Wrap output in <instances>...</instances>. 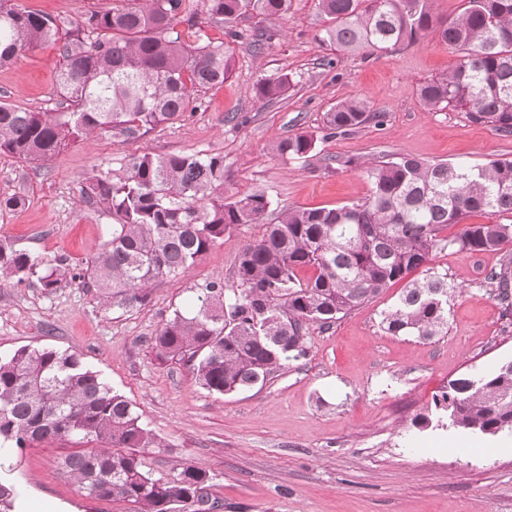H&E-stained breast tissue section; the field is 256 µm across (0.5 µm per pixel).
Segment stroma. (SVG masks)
Instances as JSON below:
<instances>
[{"instance_id": "stroma-1", "label": "stroma", "mask_w": 512, "mask_h": 512, "mask_svg": "<svg viewBox=\"0 0 512 512\" xmlns=\"http://www.w3.org/2000/svg\"><path fill=\"white\" fill-rule=\"evenodd\" d=\"M15 2L74 21L122 0ZM197 21L202 34L223 39L231 64L223 86L204 92V108L134 143L103 137L47 161L0 155V199L26 198L23 207L0 210V236L81 267L110 222L81 203L82 180L96 168H119L134 152L221 155L225 195L262 191L277 209L363 200L370 185L360 166L371 159L410 154L469 166L512 159V136L470 123L464 113L421 105L418 85L461 57L438 41L382 55L339 52L320 39L315 0H292L284 16L245 15L226 25L202 11ZM260 33L268 42L257 54L250 42ZM59 61L48 44L0 67V101L61 111ZM284 73L293 81L285 98L256 97L259 79ZM355 95L369 100L380 124L318 142L305 159L272 152L274 142L320 130L325 112ZM330 157L340 167L327 166ZM262 233L259 224L239 226L190 272L158 280L148 300L129 311L101 306L76 282L48 294L37 278H0V357L24 345L78 353L163 440V447L141 450L146 470L166 480L188 463L204 468L220 512H512V433L414 423L433 412L449 379L488 375L512 360V312L484 284L502 253L434 255L433 266L463 291L450 303L447 333L432 341L381 331L382 313L402 292L398 282L332 326H310L306 357L265 386L219 397L197 385L189 366L161 360L148 339L186 304L194 283L220 277L235 287L237 257ZM72 448L66 441L0 446V479L18 488L19 512H43L48 502L61 512H129L126 502L82 495L60 471Z\"/></svg>"}]
</instances>
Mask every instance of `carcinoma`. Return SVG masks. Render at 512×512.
Segmentation results:
<instances>
[{"mask_svg":"<svg viewBox=\"0 0 512 512\" xmlns=\"http://www.w3.org/2000/svg\"><path fill=\"white\" fill-rule=\"evenodd\" d=\"M195 0H127L87 10L75 23L0 0V67L46 42L61 58L57 92L65 112H32L0 102V154L49 160L100 137L136 142L185 120L194 94L224 84V42L189 43L178 26L196 25ZM291 0H203L208 16L231 22L252 13L282 15ZM327 26L321 40L349 53L380 54L432 36L462 52L457 65L417 88L429 110L465 113L469 122L512 135V0H467L455 19L435 18L431 0H317ZM287 74L255 85L261 100L287 94ZM375 118L365 97L338 102L321 133L303 131L272 150L302 159L318 140ZM368 198L334 208L278 211L263 193L224 196V157L133 153L117 169L85 179L82 199L110 216L106 240L79 273L0 237V276L38 277L52 293L69 281L94 289L99 302L130 310L160 278L189 272L226 234L265 226L240 253L237 287L211 278L191 288L192 305L175 309L150 337L158 357L191 365L197 384L216 395L264 386L286 363L306 355V331L329 327L398 281H406L380 327L392 336L430 341L448 328L459 287L430 266L438 251L484 253L512 247V224H467L475 215L512 213V159L478 166L410 155L361 164ZM459 230L447 236L444 228ZM303 268L315 269L306 282ZM423 269V276H408ZM504 310L512 309V255L484 277ZM454 427L493 436L512 422V367L461 374L434 399ZM80 444L61 468L87 497L122 500L130 512H216L210 476L187 464L169 480L144 470L141 448H162L133 404L80 355L23 346L0 358V442L18 448L49 440ZM19 492L0 480V512H15Z\"/></svg>","mask_w":512,"mask_h":512,"instance_id":"carcinoma-1","label":"carcinoma"}]
</instances>
